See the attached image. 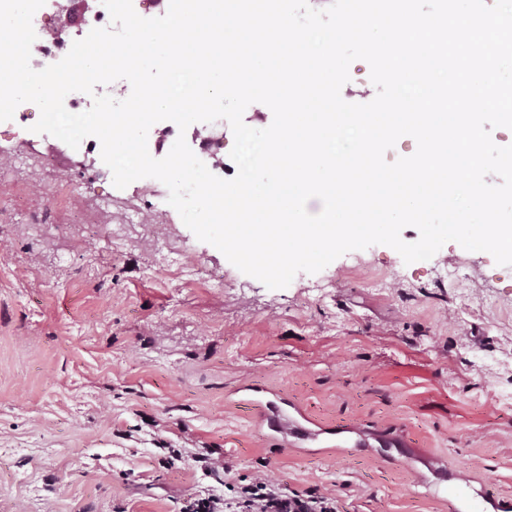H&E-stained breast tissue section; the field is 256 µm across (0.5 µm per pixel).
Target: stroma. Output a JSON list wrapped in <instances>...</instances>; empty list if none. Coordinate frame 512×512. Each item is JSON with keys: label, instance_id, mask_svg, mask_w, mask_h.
<instances>
[{"label": "stroma", "instance_id": "1", "mask_svg": "<svg viewBox=\"0 0 512 512\" xmlns=\"http://www.w3.org/2000/svg\"><path fill=\"white\" fill-rule=\"evenodd\" d=\"M38 119L0 123L18 156L0 164V512H180L259 475L339 512H448L421 482L455 467L512 498V266L375 244L271 290L162 182L116 188ZM261 398L359 442L290 446ZM395 428L407 447L384 444ZM205 448L223 470L195 467Z\"/></svg>", "mask_w": 512, "mask_h": 512}]
</instances>
